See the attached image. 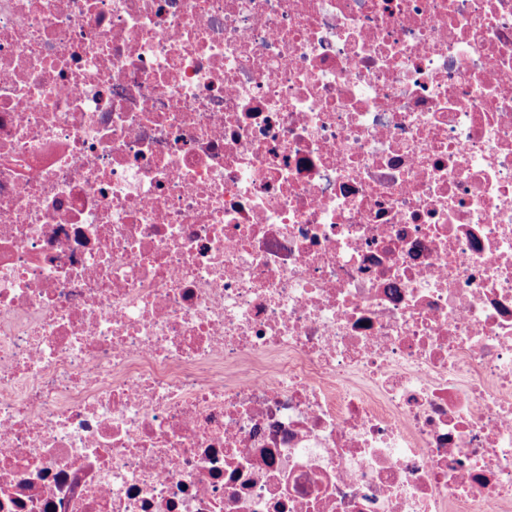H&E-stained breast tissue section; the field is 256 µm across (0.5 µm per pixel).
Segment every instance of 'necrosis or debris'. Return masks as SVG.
Listing matches in <instances>:
<instances>
[{"label": "necrosis or debris", "instance_id": "4bbe7bcc", "mask_svg": "<svg viewBox=\"0 0 512 512\" xmlns=\"http://www.w3.org/2000/svg\"><path fill=\"white\" fill-rule=\"evenodd\" d=\"M0 512H512V0H0Z\"/></svg>", "mask_w": 512, "mask_h": 512}]
</instances>
